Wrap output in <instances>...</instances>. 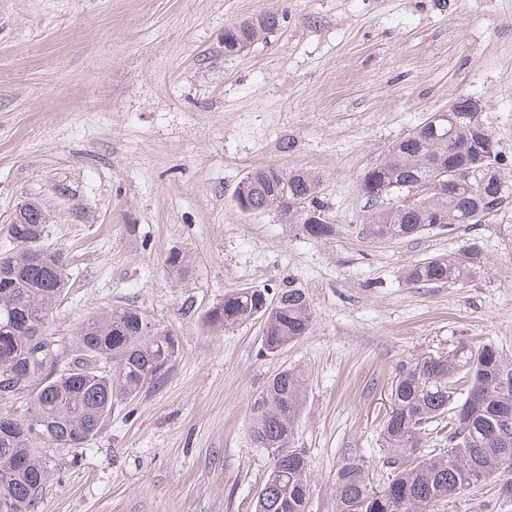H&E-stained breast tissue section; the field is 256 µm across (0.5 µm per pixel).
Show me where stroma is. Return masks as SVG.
Here are the masks:
<instances>
[{
    "label": "stroma",
    "instance_id": "stroma-1",
    "mask_svg": "<svg viewBox=\"0 0 512 512\" xmlns=\"http://www.w3.org/2000/svg\"><path fill=\"white\" fill-rule=\"evenodd\" d=\"M269 10L280 29L225 54V26ZM462 97L481 103L512 190V0H0V244L41 200L73 282L51 333L69 342L132 304L180 343L166 379L93 443L49 452L37 512H254L271 459L252 405L288 367L305 373L308 512H334L343 456L379 461L400 364L461 341L512 363V194L473 229L363 231V172ZM268 164L319 174L328 236L232 208ZM470 243L485 265L465 284L403 280ZM173 251L191 259L184 276L164 264ZM250 286L303 289L308 336L265 356L260 321L204 324Z\"/></svg>",
    "mask_w": 512,
    "mask_h": 512
}]
</instances>
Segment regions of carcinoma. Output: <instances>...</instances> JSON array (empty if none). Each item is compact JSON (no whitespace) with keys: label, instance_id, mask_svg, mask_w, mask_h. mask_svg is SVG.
I'll list each match as a JSON object with an SVG mask.
<instances>
[{"label":"carcinoma","instance_id":"obj_1","mask_svg":"<svg viewBox=\"0 0 512 512\" xmlns=\"http://www.w3.org/2000/svg\"><path fill=\"white\" fill-rule=\"evenodd\" d=\"M284 15L267 11L224 27V52L247 47L281 26ZM492 133L473 120L466 103L455 121L426 119L366 170L358 184L374 238L404 239L455 226L472 211L489 216L507 199L499 177L502 154L489 157ZM320 179L275 165L249 170L232 195H245L242 215L275 212L309 236L331 231L328 222L306 223L321 211ZM9 226V248L0 252V402L24 401L21 415L0 413V512H35L49 479L45 452L80 448L106 428L112 410L132 403L144 387L161 383L180 352L178 340L155 328L133 305L115 306L83 320L61 357L48 332L53 311L70 287L63 249L47 242L49 213L37 199L18 210ZM169 271H187L186 255L164 260ZM485 264L474 245L409 265L411 285L464 283ZM266 318L267 347L276 354L307 336L313 303L298 288L271 294L263 287L233 288L206 316L212 328L233 329ZM303 373L285 368L270 377L252 405V441L273 463L254 512H307L308 462L293 446L303 402ZM447 421L436 453L418 455L427 427ZM387 481L375 486L365 457L348 454L336 470L335 512H440L487 481L504 480L512 497V370L493 343H458L446 353L424 354L397 368L390 407L380 432Z\"/></svg>","mask_w":512,"mask_h":512}]
</instances>
